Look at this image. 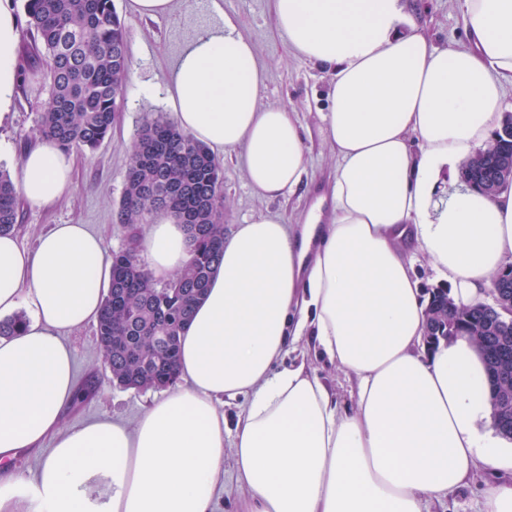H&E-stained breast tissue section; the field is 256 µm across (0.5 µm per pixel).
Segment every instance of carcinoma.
Masks as SVG:
<instances>
[{
	"instance_id": "carcinoma-1",
	"label": "carcinoma",
	"mask_w": 512,
	"mask_h": 512,
	"mask_svg": "<svg viewBox=\"0 0 512 512\" xmlns=\"http://www.w3.org/2000/svg\"><path fill=\"white\" fill-rule=\"evenodd\" d=\"M32 49L50 84L39 133L65 150H95L120 110L128 74L126 33L112 0H23ZM512 165V115L487 148L466 162L465 177L482 188L503 164ZM223 170L205 145L173 121L150 118L141 127L126 174L118 219L128 246L109 255L112 287L96 326V339L110 381L138 392L173 386L179 375V340L193 309L217 273L224 246ZM20 201L8 174L0 172V235L14 231ZM168 212L192 236V257L158 284L138 250L140 226ZM449 291L430 292L425 316L435 318L434 336L508 337L512 315L480 305L447 313Z\"/></svg>"
}]
</instances>
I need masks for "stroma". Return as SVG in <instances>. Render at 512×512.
<instances>
[{
	"label": "stroma",
	"mask_w": 512,
	"mask_h": 512,
	"mask_svg": "<svg viewBox=\"0 0 512 512\" xmlns=\"http://www.w3.org/2000/svg\"><path fill=\"white\" fill-rule=\"evenodd\" d=\"M223 14H215L211 0H176L174 12L156 20L133 15L128 0H113L126 29L129 70L121 95L122 107L105 141L93 151L74 154L72 188L48 207L22 205L15 234L28 249L57 224H83L101 237L106 251L126 247L125 230L117 222L124 194L126 171L137 133L145 119L171 117L165 102L166 81L173 66L196 32L219 26L221 15L230 16L238 32L250 39L259 66L265 72L260 92L262 103L288 107L294 112L305 145L306 165L302 186L292 197L262 200L252 194L239 153H225L219 160L224 175V231L259 214H278L288 224L302 223L316 197L333 181L337 158L326 139L321 114L328 104L331 76L324 69L291 55L285 37L277 30L272 0H220ZM17 18V61L35 68V76L18 90L12 111L0 120V170L18 176L22 149L38 138L36 123L41 107L50 96L49 84L39 75L38 60L32 59L31 37L22 0H9ZM405 10L421 23L427 37L440 48L466 44L464 21L457 0H406ZM73 355L77 382L96 377L97 395L69 408L64 423L75 426L101 415L131 419L153 399V392H138L110 385L109 373L95 338L94 325L66 333ZM512 473L477 471L448 499L430 506V512H480L487 488L511 483Z\"/></svg>",
	"instance_id": "stroma-1"
}]
</instances>
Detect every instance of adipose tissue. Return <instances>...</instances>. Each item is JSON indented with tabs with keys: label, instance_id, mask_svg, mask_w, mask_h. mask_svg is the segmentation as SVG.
Listing matches in <instances>:
<instances>
[{
	"label": "adipose tissue",
	"instance_id": "adipose-tissue-1",
	"mask_svg": "<svg viewBox=\"0 0 512 512\" xmlns=\"http://www.w3.org/2000/svg\"><path fill=\"white\" fill-rule=\"evenodd\" d=\"M468 45L434 46L401 0H273L291 53L329 69L322 114L336 154L329 209L306 223L260 214L224 240L223 259L180 337L182 382L133 420L63 427L78 387L65 332L97 322L112 282L99 238L58 224L35 248L0 236V320L22 296L35 316L0 337V512H216L224 458L237 512H429L475 471H512L491 419L482 357L466 336L427 346L415 272L423 253L455 303H483L512 265V189L435 202L503 120L512 81V0H460ZM17 20L0 6V118L14 105ZM265 74L231 18L195 35L166 89L178 125L211 151H242L253 193L302 182L292 112L262 104ZM72 156L44 139L23 154L16 190L47 206L72 186ZM155 279L191 258L183 224L150 225ZM305 342L354 383L355 409L306 363ZM246 397L233 435L216 402ZM53 447L27 482L20 451Z\"/></svg>",
	"mask_w": 512,
	"mask_h": 512
}]
</instances>
